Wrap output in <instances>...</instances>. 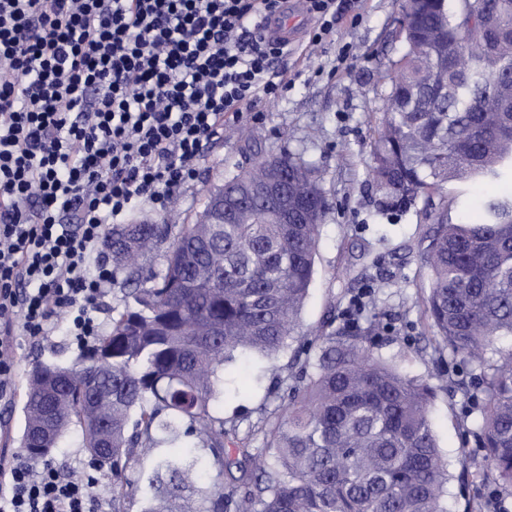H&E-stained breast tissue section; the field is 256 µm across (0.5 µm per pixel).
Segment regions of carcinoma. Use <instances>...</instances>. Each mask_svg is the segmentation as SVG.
Masks as SVG:
<instances>
[{
    "instance_id": "1",
    "label": "carcinoma",
    "mask_w": 512,
    "mask_h": 512,
    "mask_svg": "<svg viewBox=\"0 0 512 512\" xmlns=\"http://www.w3.org/2000/svg\"><path fill=\"white\" fill-rule=\"evenodd\" d=\"M502 38L485 30L477 0H428L405 31L372 144V178L389 209L406 210L451 181L512 180V0ZM279 170L292 201L281 224L254 199L249 218L224 208L208 224V195L190 224H114L113 278L134 286L112 311L90 363H43L28 379L21 438L49 455L68 427L112 480V510L142 497V512H451L448 464L433 431L437 387L375 355L381 322L336 327L328 316L294 350L288 402L266 418L261 448L224 422V365L237 354L273 358L294 332L315 274L326 200L316 167L291 153L253 154L224 180V199ZM422 241L431 340L470 366L469 469L512 496V194L488 192L468 221L430 214ZM162 253L157 269L148 261ZM155 451L149 462L137 449ZM143 471V483L128 477ZM240 476H235L233 470Z\"/></svg>"
}]
</instances>
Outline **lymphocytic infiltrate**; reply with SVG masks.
I'll return each instance as SVG.
<instances>
[{"label":"lymphocytic infiltrate","instance_id":"obj_1","mask_svg":"<svg viewBox=\"0 0 512 512\" xmlns=\"http://www.w3.org/2000/svg\"><path fill=\"white\" fill-rule=\"evenodd\" d=\"M284 0H0V393L16 329L97 339L100 248L146 204L168 212L227 123L295 84L264 18ZM308 43L358 0H306ZM93 472L0 454V512H99Z\"/></svg>","mask_w":512,"mask_h":512}]
</instances>
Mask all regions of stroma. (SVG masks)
<instances>
[{
  "label": "stroma",
  "mask_w": 512,
  "mask_h": 512,
  "mask_svg": "<svg viewBox=\"0 0 512 512\" xmlns=\"http://www.w3.org/2000/svg\"><path fill=\"white\" fill-rule=\"evenodd\" d=\"M398 14V0H366L360 24H337L335 42L315 49L306 35L313 22L301 17L302 33L278 62L282 69H303L295 87L283 99L260 104L242 126L227 128L223 138L205 150L195 181L170 213L145 205L135 216L156 224L194 221L209 193L223 184L228 172L248 166L257 149L290 152L314 163L322 172L329 209L315 280L301 313L302 330H314L331 313L343 318L350 296L375 289L376 313L388 328L381 331L374 350L399 370L430 377L437 386L433 428L448 460V502L452 512H467L470 506L487 503L491 486L463 475L460 464L462 427L471 421L461 389L470 383V370L460 365L445 375L434 365L425 314L429 277L417 250L428 208L422 201L405 211L383 208L371 179L372 142L386 91L380 77L402 47ZM343 43L352 46L355 58L348 70L339 71L335 58ZM86 354L62 330L39 342L16 336L10 357L18 365V389L0 397V446L8 453L21 451V390L32 366L75 365ZM291 355L288 349L280 352L274 374L266 372L267 361L257 354L236 358L227 367L224 418L250 436L252 447L263 445L261 411L274 409L288 394Z\"/></svg>",
  "instance_id": "stroma-1"
}]
</instances>
